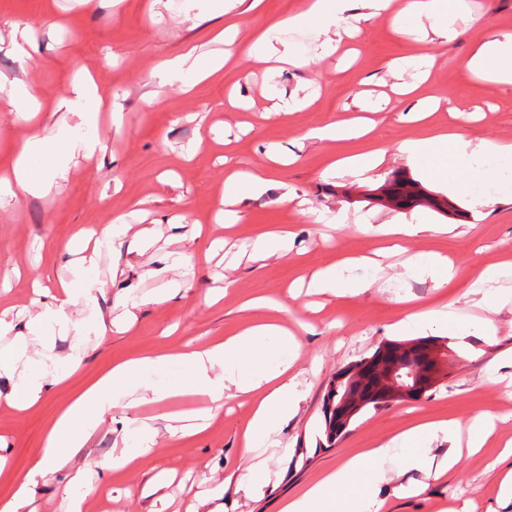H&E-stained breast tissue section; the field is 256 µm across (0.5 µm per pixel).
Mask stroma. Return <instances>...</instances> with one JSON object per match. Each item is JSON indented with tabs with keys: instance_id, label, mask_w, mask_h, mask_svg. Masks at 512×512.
I'll return each mask as SVG.
<instances>
[{
	"instance_id": "stroma-1",
	"label": "stroma",
	"mask_w": 512,
	"mask_h": 512,
	"mask_svg": "<svg viewBox=\"0 0 512 512\" xmlns=\"http://www.w3.org/2000/svg\"><path fill=\"white\" fill-rule=\"evenodd\" d=\"M306 0H263L239 24L248 40L276 18L300 13ZM226 21L210 0H0V79L34 85L40 110L34 121L0 112V177L10 176L17 153L32 130L44 146L31 158L59 159L49 171L46 190L0 195V310L18 309L0 348L26 335L27 321L39 307L32 282L57 287L70 268L61 250L76 229L132 224L127 245L99 247L85 280V294L70 309L67 328L47 335L60 379L50 382L39 404L18 412L0 403V455L9 466L0 472V499L40 456L47 430L62 406L113 365L146 354L176 352L234 334L250 319L243 303L264 296L288 304V320L308 322L298 332L292 372L301 398L293 414L272 436L265 455L271 481L254 497L240 486L248 461L241 431L250 412L244 399L223 401L201 434L173 438V412L200 406L180 397L136 409L112 407L75 465L90 464L103 475L88 497L87 512H197L199 500L219 496L224 512H279L284 500L335 469L346 456L389 440L422 419L467 421L479 411L498 418L487 446L457 469L438 478L389 463V477L376 488L382 512H512L499 497L502 471L512 456L501 457V442L512 439V301L495 315L496 336L485 342L476 333L458 336L433 331L447 342L456 362L447 381L422 399L396 402L361 414L334 443L324 432L323 400L337 372L368 356L397 334L392 326L408 311L403 296L419 304H453L473 322L486 316L463 296L471 264L512 262V191L501 203L484 207L473 196L456 197L448 213L425 207L394 210L376 191L403 176L417 180L437 197L446 187L411 167L398 146L440 129H457L473 141L512 144V86L492 83L467 67L474 41L512 32V0H462L459 37L445 44L423 34L419 22L384 16L363 25L349 39L348 52L323 55L316 34L306 27L278 32L279 51H293L307 66L268 73L253 71L238 56L220 76L184 91L181 81L151 80L165 61L196 48L204 54L224 50L215 34ZM90 73L112 94V115L81 118L58 108L73 81ZM429 97L441 104L421 123L407 121L408 110ZM358 115L375 120L373 132L359 139L316 142L306 130ZM97 139L105 148L93 159L66 153L67 139ZM384 151L382 164L363 177L335 173L342 156ZM273 167V181L239 207L240 219L223 250L211 253L213 217L224 197L229 170ZM308 200L305 216L280 204L286 193ZM452 225L442 235L423 233L408 242L410 252L448 254L460 272L446 288L410 276L392 258L384 278L373 269L345 270L348 278L369 281L367 291L341 298L321 297L295 288V281L348 254L367 253L379 239L362 232L365 224L393 220ZM293 225L291 251L257 262L239 251L278 225ZM150 241L135 243L137 231ZM183 254L190 269L170 265ZM180 281V292L163 303L152 298ZM225 288L216 303L209 289ZM124 323V331H97L98 320ZM79 358L69 368L70 358ZM147 425L155 444L134 469L112 466L113 444ZM497 461L489 469V461ZM417 491L401 497L399 485Z\"/></svg>"
}]
</instances>
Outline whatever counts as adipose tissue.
Segmentation results:
<instances>
[{
  "mask_svg": "<svg viewBox=\"0 0 512 512\" xmlns=\"http://www.w3.org/2000/svg\"><path fill=\"white\" fill-rule=\"evenodd\" d=\"M361 4L362 11L353 13L346 0H307L303 12L278 19L270 29L254 35L249 42H228L223 57L208 58L190 50L171 60L158 71L157 77L163 82L179 77L184 89L189 90L221 69L226 58L236 54L248 56L257 69L267 68L276 58L299 65L300 60L295 55H279L273 48L274 32L297 25L312 28L326 53L335 51L337 43L359 28L361 21L369 15L394 12L401 17L427 20L431 30L448 42L459 34L457 0H361ZM468 68L490 81L512 85V34L493 35L474 45ZM400 151L411 164L432 179L447 184L449 191L456 194L469 193L473 185L497 179V169L486 166V159H512L511 144L484 141L475 145L463 133L453 131L405 140ZM271 175L268 169L229 175L224 181V210L218 215L217 224L232 227L236 222L234 206L237 201L246 194L264 190L272 181ZM368 230L383 243L376 257L369 260L370 265L377 268L382 258L403 250L409 238L426 231L444 234L449 227L445 224H372ZM112 234L109 227L100 230L83 227L64 246V253L74 258L72 277L55 290H39L43 302L29 326L31 340H41L47 325L66 321L68 308L79 296L86 271L84 252L89 241L95 237L105 239ZM507 271L504 264L476 269L467 288L468 293L478 295L479 306L489 313L488 319L481 323L482 335L490 337L496 333L491 315L495 313L499 299L493 286ZM395 327L399 330L427 327L462 331L467 324L456 309L439 302L405 315ZM268 347L294 350L298 342L287 326L259 316L234 335L207 345L132 358L113 365L111 371L62 411L46 435L42 454L25 477L15 483L12 495L0 500V512H25L31 503L36 480L71 465L112 407L122 404L133 408L143 402H163L184 395L205 396L212 404L260 393L261 400L251 411L243 430V452L251 464L242 476V483L254 492H261L270 481L262 447L288 419L290 404L298 394L297 384L288 374V362L280 361L272 366L257 364L258 355ZM173 362L184 367L183 375L161 383H147L146 378L151 372ZM42 369V360H31L28 373L15 380L12 387L0 395V400L18 411L35 406L43 394ZM492 432V415L478 412L464 423L453 419L420 421L405 428L398 440L408 468L438 476L478 453ZM441 436L448 439L450 448L447 456L437 461L429 456L427 447ZM390 458L391 450L385 443L349 456L300 494L286 499L280 512H348L353 503L358 504L361 512H379L381 503L375 490L386 479ZM339 487L347 488L348 498H335L334 492Z\"/></svg>",
  "mask_w": 512,
  "mask_h": 512,
  "instance_id": "obj_1",
  "label": "adipose tissue"
}]
</instances>
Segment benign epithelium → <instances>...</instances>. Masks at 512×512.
<instances>
[{
    "label": "benign epithelium",
    "instance_id": "7a95c632",
    "mask_svg": "<svg viewBox=\"0 0 512 512\" xmlns=\"http://www.w3.org/2000/svg\"><path fill=\"white\" fill-rule=\"evenodd\" d=\"M455 357L444 342H384L377 354L347 367L336 380V422L348 426L372 400H415L447 380Z\"/></svg>",
    "mask_w": 512,
    "mask_h": 512
}]
</instances>
